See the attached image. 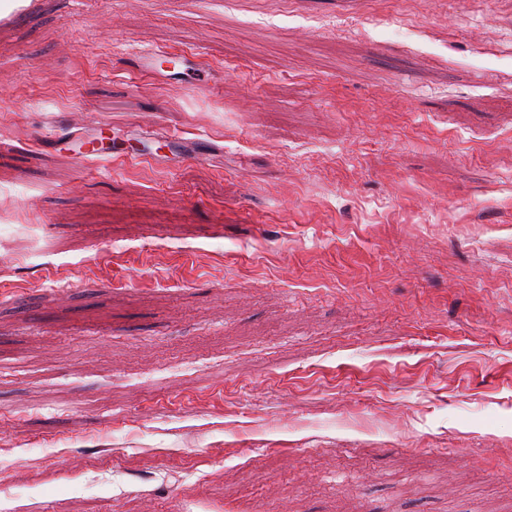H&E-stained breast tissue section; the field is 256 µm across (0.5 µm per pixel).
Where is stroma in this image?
Wrapping results in <instances>:
<instances>
[{
    "label": "stroma",
    "instance_id": "obj_1",
    "mask_svg": "<svg viewBox=\"0 0 512 512\" xmlns=\"http://www.w3.org/2000/svg\"><path fill=\"white\" fill-rule=\"evenodd\" d=\"M0 512H512V0H0Z\"/></svg>",
    "mask_w": 512,
    "mask_h": 512
}]
</instances>
